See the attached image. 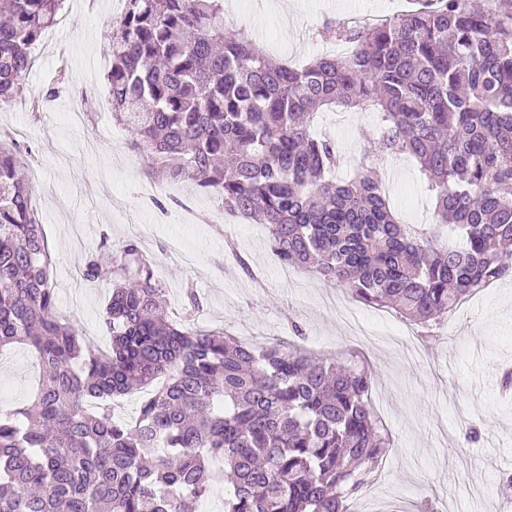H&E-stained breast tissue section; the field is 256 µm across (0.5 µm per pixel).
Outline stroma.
<instances>
[{
  "label": "stroma",
  "mask_w": 512,
  "mask_h": 512,
  "mask_svg": "<svg viewBox=\"0 0 512 512\" xmlns=\"http://www.w3.org/2000/svg\"><path fill=\"white\" fill-rule=\"evenodd\" d=\"M369 0H232L229 26L247 33L273 58L301 64L336 52L318 34L324 21H342ZM123 0H66L61 21L46 31L26 80V94L45 92L57 73L66 87L44 112L0 113V130L25 150L40 179L33 196L54 257L51 285L61 314L99 349L110 343L102 311L112 279H82L80 268L101 239L111 246L137 238L153 259L166 290L171 319L182 318L183 291L193 286L202 307L195 324L261 346L291 341V323L315 357L359 351L372 371L371 403L391 434L370 483L349 512H512L499 482L512 475V398L500 393L504 364H512V277L478 292L449 313L429 339L394 313L357 304L362 325L386 318L402 332L398 343L351 335L336 309L326 306V284L306 269L293 280L280 275L264 225L230 218L220 198L191 184H153L144 160L127 145L125 126L112 119L106 74L112 63L108 20ZM341 151L338 177L359 162L379 135L378 112H333L315 117ZM388 194L403 223L415 206L430 207L432 194L419 165L404 160L386 169ZM168 201L160 212L155 199ZM250 265L242 271L237 257ZM39 366L27 346L0 350V415L29 405ZM474 426L480 438L467 443Z\"/></svg>",
  "instance_id": "stroma-1"
}]
</instances>
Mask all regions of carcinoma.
Segmentation results:
<instances>
[{"mask_svg": "<svg viewBox=\"0 0 512 512\" xmlns=\"http://www.w3.org/2000/svg\"><path fill=\"white\" fill-rule=\"evenodd\" d=\"M65 0H0V109L23 99ZM112 28V116L155 175L190 181L268 226L274 255L426 329L512 273V0H419L374 23H326L345 57L293 68L224 26V0H125ZM374 110L379 136L345 180L331 107ZM417 161L434 228L400 221L378 162ZM0 146V349L25 343L41 376L0 416V512H347L390 445L371 372L287 342L257 347L167 316L136 239L112 252L102 353L56 308L52 252ZM90 252L81 273L102 276ZM138 415L112 401L148 386ZM219 458L223 468L214 469Z\"/></svg>", "mask_w": 512, "mask_h": 512, "instance_id": "carcinoma-1", "label": "carcinoma"}]
</instances>
